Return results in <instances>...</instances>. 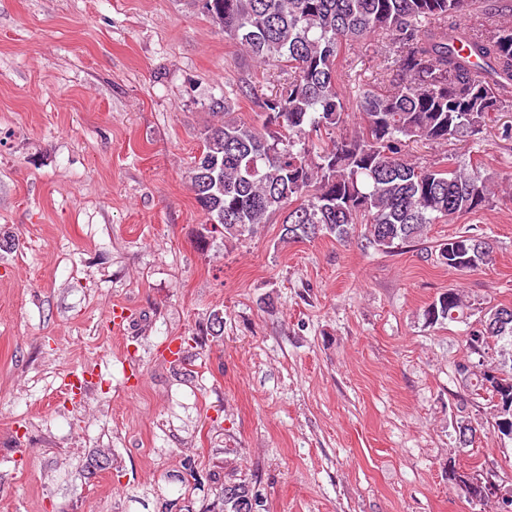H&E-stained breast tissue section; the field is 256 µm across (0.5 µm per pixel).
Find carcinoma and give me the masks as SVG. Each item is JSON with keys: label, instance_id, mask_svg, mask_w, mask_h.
<instances>
[{"label": "carcinoma", "instance_id": "carcinoma-1", "mask_svg": "<svg viewBox=\"0 0 512 512\" xmlns=\"http://www.w3.org/2000/svg\"><path fill=\"white\" fill-rule=\"evenodd\" d=\"M200 13L258 64L288 70V82L260 100L259 122L231 112L255 98L253 87L229 86L210 109L222 116L201 132L203 150L189 178L195 200L226 238L249 235L270 216L282 239L304 227L347 241L365 226L366 245L391 253L420 242L430 224H451L489 206L494 177L471 163L412 159L413 142L483 133L493 112L512 111V0H208ZM483 9L490 26L477 34L448 20ZM378 37L382 89L351 79L350 50ZM358 129L341 133L349 113ZM441 264L474 271L493 262V246L467 232L437 245ZM472 304L456 289L438 295L425 322H465ZM486 314L488 339L501 346L498 368L512 382V320L497 327ZM195 336L181 339L170 367L187 371ZM215 499L205 512H263L257 480L234 466L207 473Z\"/></svg>", "mask_w": 512, "mask_h": 512}]
</instances>
